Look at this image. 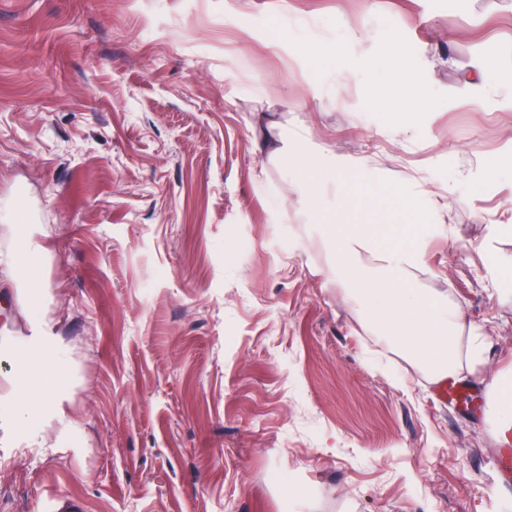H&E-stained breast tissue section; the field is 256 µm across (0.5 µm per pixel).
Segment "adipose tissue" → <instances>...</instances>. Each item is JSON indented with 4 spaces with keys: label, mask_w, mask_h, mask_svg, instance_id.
Wrapping results in <instances>:
<instances>
[{
    "label": "adipose tissue",
    "mask_w": 512,
    "mask_h": 512,
    "mask_svg": "<svg viewBox=\"0 0 512 512\" xmlns=\"http://www.w3.org/2000/svg\"><path fill=\"white\" fill-rule=\"evenodd\" d=\"M269 157H288L298 173L305 205L315 202L316 179L345 187L356 173L367 170L364 161H348L328 151L309 152L303 135L294 140L280 137L257 141ZM20 249L9 252L4 262L17 278L33 283V301H40L37 257L42 247L18 225ZM402 226L380 235L375 224H332L316 228L317 242L330 254L331 266L348 292L353 311L373 335L393 346L427 371L433 381L454 373L462 360L481 362L488 342L468 325L462 308L446 296L425 288L429 272L424 248L401 238ZM15 379L18 392L10 403H0V446L15 440L28 426L57 422L70 426L66 398L57 377L62 370L58 344L42 323L16 349Z\"/></svg>",
    "instance_id": "ef3b65f1"
}]
</instances>
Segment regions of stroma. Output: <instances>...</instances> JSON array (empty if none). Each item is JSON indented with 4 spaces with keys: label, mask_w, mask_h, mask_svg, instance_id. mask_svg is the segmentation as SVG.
<instances>
[{
    "label": "stroma",
    "mask_w": 512,
    "mask_h": 512,
    "mask_svg": "<svg viewBox=\"0 0 512 512\" xmlns=\"http://www.w3.org/2000/svg\"><path fill=\"white\" fill-rule=\"evenodd\" d=\"M393 69L428 107L382 109ZM264 117L371 159L323 207L408 225L490 342L456 380L512 376V0H0V253L44 246L41 306L0 268V401L43 317L73 421L0 447V512H512L492 401L365 333ZM438 194L430 189H421L412 196H406L403 200L405 210L411 213H424L435 208L438 204Z\"/></svg>",
    "instance_id": "stroma-1"
}]
</instances>
